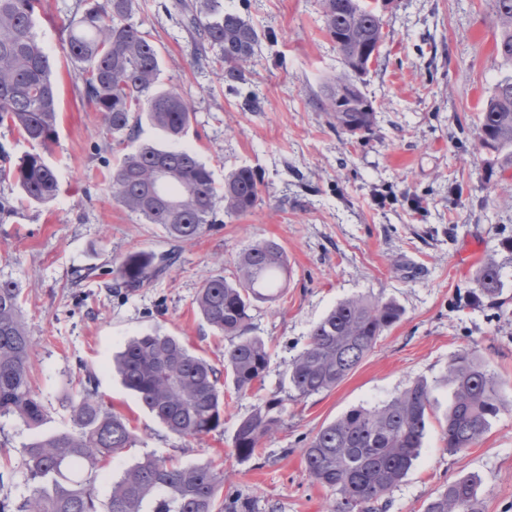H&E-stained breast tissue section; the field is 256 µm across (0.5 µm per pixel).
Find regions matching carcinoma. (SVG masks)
Here are the masks:
<instances>
[{"instance_id":"carcinoma-1","label":"carcinoma","mask_w":512,"mask_h":512,"mask_svg":"<svg viewBox=\"0 0 512 512\" xmlns=\"http://www.w3.org/2000/svg\"><path fill=\"white\" fill-rule=\"evenodd\" d=\"M39 0H0V125L46 147L56 137L57 87L52 65L35 32ZM497 31V51L507 69L495 83L479 118V149L490 155L489 170L512 167V0H489ZM184 26L199 36L200 53L218 51L224 83L245 81L261 37L222 0H175ZM323 23L336 46L357 53L379 50L383 20L368 0H322ZM134 0H89L70 26L68 51L78 65L87 103L103 113L107 133L118 146L133 141L142 120L159 129L171 146L141 144L121 156L112 170L114 198L145 224H159L178 241H192L213 222L217 205L224 214L252 212L261 200L260 182L249 167L232 170L218 193L211 169L197 153L176 147L187 134L194 108L175 88L159 86L157 47L133 21ZM345 72L332 78L319 99L336 129L352 136L372 130L375 110L346 111L341 90L353 81ZM165 171L161 199L154 198L159 171ZM12 181L31 203L47 204L60 186L55 171L38 152L14 163L0 154V182ZM177 258L150 252L127 255L108 287L133 293L157 280ZM289 275L287 254L277 241H259L234 259L231 276L208 278L195 304L207 325L229 340L224 368L192 352L177 336L159 331L129 338L113 365L123 386L169 432L201 439L224 426V386L245 396L264 382L269 364L265 342L249 335L250 310L257 301L283 292ZM478 293L495 298L503 281L495 261L479 271ZM22 291L0 281V416H16L31 429L47 420V409L31 384L33 340L21 318ZM400 318L391 301L355 296L338 302L309 333V343L285 371L288 391L256 405L238 420L233 448L246 461L260 454L263 438L285 422L286 402L328 392L342 383L374 349L379 337ZM452 398L439 421L450 454L475 445L503 405L494 375L471 350L448 363ZM74 432L43 436L23 448L30 493L18 512H250L248 505L220 501L224 472L213 460L177 465L145 454L112 479L106 510H98L94 482L115 459L136 446L130 420L109 408L92 377L71 399ZM433 416L431 392L412 382L386 403L352 408L322 426L304 448L305 470L315 482L336 492L334 512H367L411 470L421 453ZM424 512H479L477 483L462 477L431 500Z\"/></svg>"}]
</instances>
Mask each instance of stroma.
I'll use <instances>...</instances> for the list:
<instances>
[{
	"label": "stroma",
	"mask_w": 512,
	"mask_h": 512,
	"mask_svg": "<svg viewBox=\"0 0 512 512\" xmlns=\"http://www.w3.org/2000/svg\"><path fill=\"white\" fill-rule=\"evenodd\" d=\"M171 2L136 0L134 19L160 52L162 86L178 87L193 103L184 143L210 167L216 187L233 169L250 167L262 199L244 216L217 213L201 237L179 243L118 204L102 115L82 99L68 54L67 26L83 4L42 0L36 33L58 88L57 137L43 155L60 192L35 205L14 183H0L13 205L0 218V281L23 292L33 387L49 418L37 431L0 418V499L22 502L24 445L73 429L68 398L89 376L138 437L115 471L146 454L184 464L215 457L225 501L249 502L253 512H330L334 492L313 481L302 460L315 433L416 379L427 380L435 412L444 414L448 363L472 349L504 402L488 431L451 454L430 424L414 468L370 509L424 512L449 483L473 475L481 512H512V169L487 174L476 139L478 116L504 72L485 0H379L380 56L361 78L375 123L360 138L337 131L317 105L325 82L344 70L320 0H223L261 34L256 61L234 91L215 63L197 59L196 37L169 11ZM247 96L259 99L260 111L243 109ZM264 239L283 246L290 275L284 295L251 311L250 333L270 353L263 385L227 402L222 431L200 441L172 434L123 387L112 358L130 337L158 329L222 364L227 342L202 320L195 298L206 278L230 275L236 254ZM171 249L177 261L149 287L128 296L106 288L104 274L128 253ZM490 259L503 273V293L471 304ZM86 268L97 278L74 283L73 271ZM354 296L394 301L399 321L334 390L288 403L284 426L263 439L260 455L240 460L236 421L285 393V370L311 327Z\"/></svg>",
	"instance_id": "35a3bbf8"
}]
</instances>
